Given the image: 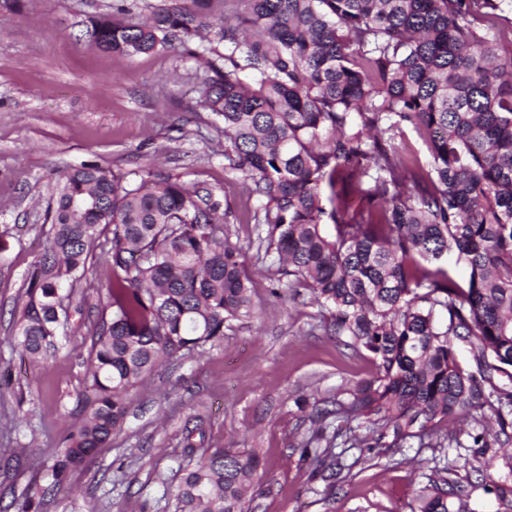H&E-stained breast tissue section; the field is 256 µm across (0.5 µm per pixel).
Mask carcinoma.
<instances>
[{
	"instance_id": "carcinoma-1",
	"label": "carcinoma",
	"mask_w": 512,
	"mask_h": 512,
	"mask_svg": "<svg viewBox=\"0 0 512 512\" xmlns=\"http://www.w3.org/2000/svg\"><path fill=\"white\" fill-rule=\"evenodd\" d=\"M190 2L201 9L168 0L139 24L103 16L93 42L125 56L223 47L199 105L223 123L224 169L261 201L247 221L267 225V249L327 309L330 330L377 363L375 377L309 416L297 448L313 475L335 487L341 449L367 444L362 428L395 453L414 439L443 448L438 423L490 407L507 434L512 390L492 379L512 381V50L489 37L512 31L506 0H235L219 23L208 0ZM407 130L428 163L398 143ZM53 199L22 352L38 362L59 351L56 307L102 237L112 279L89 353L92 409L56 450L46 494L110 444L130 392L159 365L250 316L254 291L224 232L231 206L210 188L86 165L57 180ZM463 339L475 374L458 360ZM260 466L254 450L210 449L183 470L177 512H246ZM435 471L412 512H471L467 487L448 466ZM477 472L512 510V486L490 461Z\"/></svg>"
}]
</instances>
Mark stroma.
Wrapping results in <instances>:
<instances>
[{
    "label": "stroma",
    "instance_id": "obj_1",
    "mask_svg": "<svg viewBox=\"0 0 512 512\" xmlns=\"http://www.w3.org/2000/svg\"><path fill=\"white\" fill-rule=\"evenodd\" d=\"M165 0H0V512H18L52 480L53 451L89 411L84 378L93 325L112 272L103 254L76 275L71 318L55 357L19 355L27 280L52 226L58 175L96 164L180 176L224 195L236 214L259 202L224 169V132L198 104L204 60L175 45L127 57L92 45L94 21L126 5L139 22ZM254 283L253 315L232 322L199 354L165 364L130 394L122 429L71 473L41 512H175L168 489L210 448L255 450L264 472L251 512H411L432 474L431 449H348L353 467L330 489L314 480L296 444L308 424L295 404L345 397L376 373L373 357L331 336L329 314L308 289L272 292L278 275L261 224H230ZM476 424L441 425L459 437L448 450L458 479L471 481L473 512H504L477 481Z\"/></svg>",
    "mask_w": 512,
    "mask_h": 512
}]
</instances>
